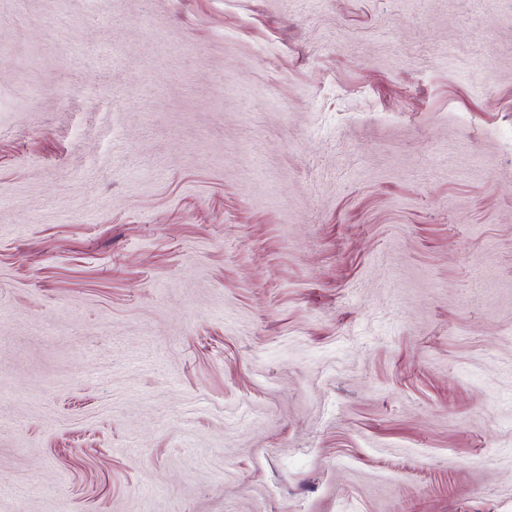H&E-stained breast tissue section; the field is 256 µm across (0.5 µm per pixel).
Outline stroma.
I'll return each instance as SVG.
<instances>
[{
  "instance_id": "obj_1",
  "label": "stroma",
  "mask_w": 512,
  "mask_h": 512,
  "mask_svg": "<svg viewBox=\"0 0 512 512\" xmlns=\"http://www.w3.org/2000/svg\"><path fill=\"white\" fill-rule=\"evenodd\" d=\"M0 512H512V0H0Z\"/></svg>"
}]
</instances>
